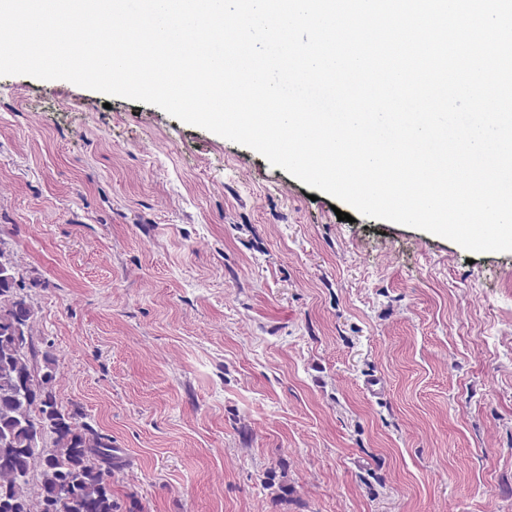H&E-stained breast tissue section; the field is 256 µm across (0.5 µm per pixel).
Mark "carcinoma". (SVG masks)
Here are the masks:
<instances>
[{
	"label": "carcinoma",
	"instance_id": "obj_1",
	"mask_svg": "<svg viewBox=\"0 0 512 512\" xmlns=\"http://www.w3.org/2000/svg\"><path fill=\"white\" fill-rule=\"evenodd\" d=\"M0 271V512H117L118 449L57 395L56 359L33 334L37 310L11 262Z\"/></svg>",
	"mask_w": 512,
	"mask_h": 512
}]
</instances>
